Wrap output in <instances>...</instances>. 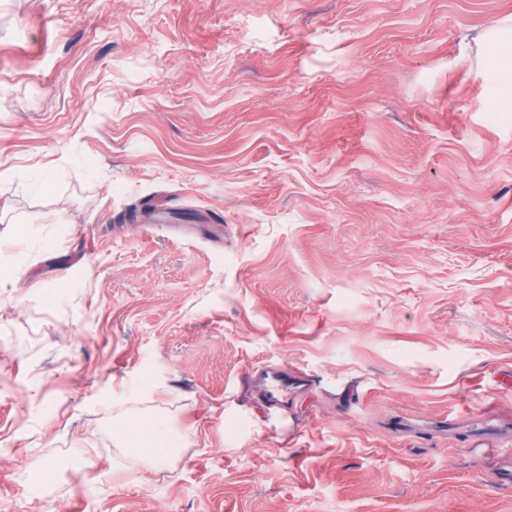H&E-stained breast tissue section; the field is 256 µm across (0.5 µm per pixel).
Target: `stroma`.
Listing matches in <instances>:
<instances>
[{"mask_svg": "<svg viewBox=\"0 0 512 512\" xmlns=\"http://www.w3.org/2000/svg\"><path fill=\"white\" fill-rule=\"evenodd\" d=\"M509 16L0 0V512L49 466L61 512H512L439 427L512 429ZM272 366L308 388L269 410ZM500 28L493 31L490 40L493 44V52L485 59V67L498 74L509 85H512V67H503L505 59L512 58V19ZM124 433L125 450L132 457L160 460V451L173 447L171 430L162 420L135 422Z\"/></svg>", "mask_w": 512, "mask_h": 512, "instance_id": "obj_1", "label": "stroma"}]
</instances>
